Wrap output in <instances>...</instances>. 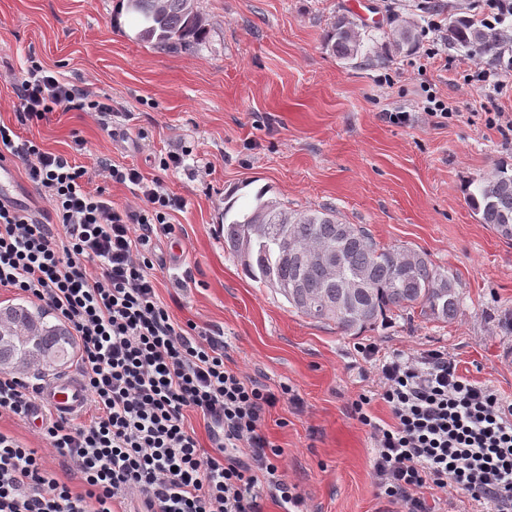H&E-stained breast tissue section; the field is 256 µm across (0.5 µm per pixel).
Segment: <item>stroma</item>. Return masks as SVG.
<instances>
[{
  "mask_svg": "<svg viewBox=\"0 0 512 512\" xmlns=\"http://www.w3.org/2000/svg\"><path fill=\"white\" fill-rule=\"evenodd\" d=\"M351 2L198 0L205 40L168 52L136 39L121 0H0V123L16 121L15 80L31 58L109 98L108 122L59 110L19 133L69 154L91 186L102 185L105 159L182 200L170 217L175 237L155 242L159 295L176 321L223 341L234 371L275 393L292 388L295 402L270 408L263 431L282 448L280 469L307 512H387L369 431L352 412L377 388L376 361L444 350L461 374L512 401V244L480 223L464 194L496 163H512V131L489 122L512 118V71L507 91L488 95L466 79L481 59L460 47L426 67L416 52L382 67L340 61L324 35L354 16ZM375 3L383 31L395 15L419 31L430 13L470 14L468 0ZM426 86L454 106L448 123L425 114ZM393 112L412 119L393 123ZM182 151L199 174L159 168ZM263 187L288 209L331 208L380 246L427 254L460 283L456 318L411 312L345 333L294 312L224 249L225 195L245 209Z\"/></svg>",
  "mask_w": 512,
  "mask_h": 512,
  "instance_id": "1",
  "label": "stroma"
}]
</instances>
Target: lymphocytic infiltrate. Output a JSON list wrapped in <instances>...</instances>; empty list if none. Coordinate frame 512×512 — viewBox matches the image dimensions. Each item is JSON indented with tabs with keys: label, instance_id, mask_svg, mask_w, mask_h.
Segmentation results:
<instances>
[{
	"label": "lymphocytic infiltrate",
	"instance_id": "1",
	"mask_svg": "<svg viewBox=\"0 0 512 512\" xmlns=\"http://www.w3.org/2000/svg\"><path fill=\"white\" fill-rule=\"evenodd\" d=\"M16 116L34 124L80 106L110 103L43 65L15 85ZM20 161L50 205L46 216L0 198V288L44 304L79 345L77 374L91 417L46 415L40 432L79 478L73 489L38 449L0 431V512H261L263 496L304 512L279 471L282 456L262 431L274 393L224 363V343L175 322L157 291L148 244L174 234L179 198L137 169L106 164L107 181L131 186L138 206L118 208L87 171L0 123V154ZM378 396L352 404L373 440L376 494L403 512H435L425 492L466 495L512 512V403L459 373L447 352L383 361ZM39 391L24 376H0V416L27 417ZM381 400L391 418L370 411ZM202 415L210 447L190 422Z\"/></svg>",
	"mask_w": 512,
	"mask_h": 512
}]
</instances>
